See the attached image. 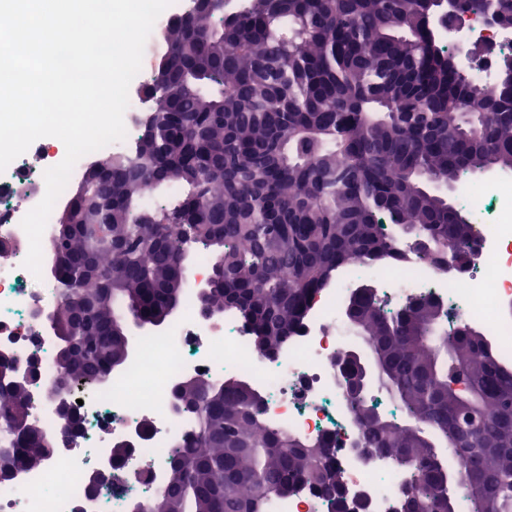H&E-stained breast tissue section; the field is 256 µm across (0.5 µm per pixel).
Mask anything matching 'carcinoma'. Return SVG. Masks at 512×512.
Masks as SVG:
<instances>
[{"mask_svg":"<svg viewBox=\"0 0 512 512\" xmlns=\"http://www.w3.org/2000/svg\"><path fill=\"white\" fill-rule=\"evenodd\" d=\"M447 0H219L162 32L147 88L150 126L131 153L92 171L48 227L55 278V385L108 382L127 363L128 318L168 324L190 294L191 256L214 259L211 302L238 314L258 352L297 335L314 296L358 262L374 270L405 242L468 262L477 215L448 202L464 173L512 170V69L496 85L454 64L432 20ZM512 25V0H456ZM430 311L433 331L414 334ZM378 379L406 415L348 394L370 454L409 473L401 512H512V366L483 333L428 296L386 309L365 289L345 309ZM443 337L448 352L430 351ZM0 384V435L25 467L52 453ZM195 429L171 452L166 487L134 512H268L303 488L343 485L328 441L268 425L256 389L219 371L183 388ZM458 495L448 499V484Z\"/></svg>","mask_w":512,"mask_h":512,"instance_id":"carcinoma-1","label":"carcinoma"}]
</instances>
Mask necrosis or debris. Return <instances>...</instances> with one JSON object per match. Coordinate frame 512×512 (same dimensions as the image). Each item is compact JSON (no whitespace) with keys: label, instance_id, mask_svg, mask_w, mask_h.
I'll use <instances>...</instances> for the list:
<instances>
[{"label":"necrosis or debris","instance_id":"obj_1","mask_svg":"<svg viewBox=\"0 0 512 512\" xmlns=\"http://www.w3.org/2000/svg\"><path fill=\"white\" fill-rule=\"evenodd\" d=\"M436 33L455 63L491 82L500 80L512 60V26L489 23L482 14L452 11L450 25H437ZM128 97L124 140L81 157L73 175L95 159L133 150L147 100L135 86ZM59 144L54 137L40 138L0 173V241L10 246L9 255L0 258V353L14 357L25 372L47 364L56 347L37 313L55 309L60 290L24 267L29 241L21 221L45 195L44 172L56 165ZM457 203L480 215L463 270L405 246L380 270L344 269L315 296L299 335L276 354L254 351L235 312L206 321L195 304H188L166 329L138 341L135 356L111 383L70 389L68 401L82 421L80 432L70 443H55L43 467L18 472L10 491L0 493V512H130L133 503L167 483L166 450L193 429V416L172 406L173 388L188 376L213 377L220 363L256 387L269 424L307 440H328L342 484L368 501L370 512H393L405 472L389 457L363 459L353 452L362 427L335 366L337 350L346 343L344 310L365 288L393 309L407 296L428 295L444 305L451 319L479 329L502 361L511 363L512 317L502 307L512 302V176L475 186L462 183ZM129 442L133 450L113 460V448ZM98 471L107 480L96 495H88V478Z\"/></svg>","mask_w":512,"mask_h":512}]
</instances>
